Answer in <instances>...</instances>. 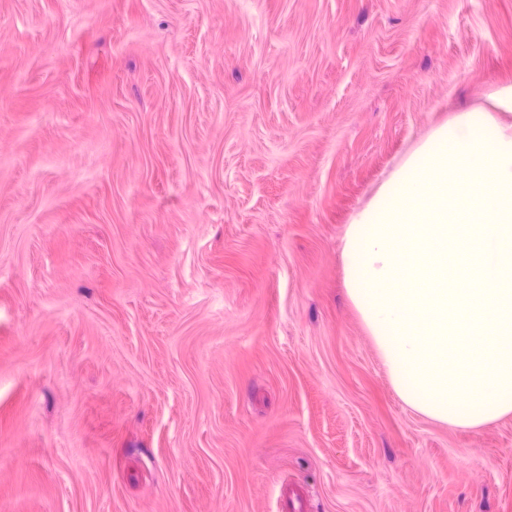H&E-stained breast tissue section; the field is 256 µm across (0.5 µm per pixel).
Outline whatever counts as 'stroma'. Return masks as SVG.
I'll return each instance as SVG.
<instances>
[{"label": "stroma", "instance_id": "1", "mask_svg": "<svg viewBox=\"0 0 512 512\" xmlns=\"http://www.w3.org/2000/svg\"><path fill=\"white\" fill-rule=\"evenodd\" d=\"M510 86L512 0H0V512H512V415L405 406L342 258ZM278 504L277 512H306L309 510L307 491L299 484L283 481Z\"/></svg>", "mask_w": 512, "mask_h": 512}]
</instances>
